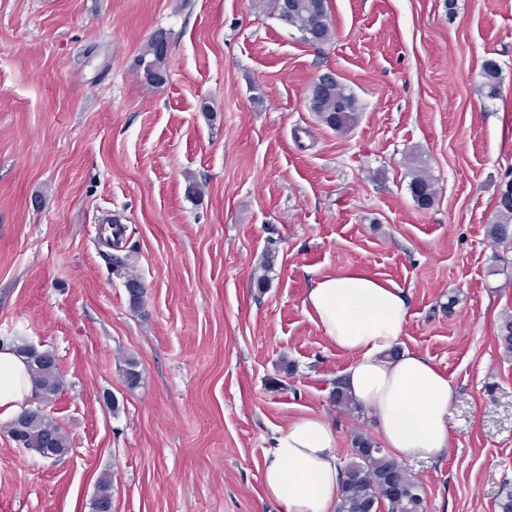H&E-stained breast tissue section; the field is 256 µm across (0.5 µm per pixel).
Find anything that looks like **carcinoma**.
<instances>
[{
	"label": "carcinoma",
	"mask_w": 512,
	"mask_h": 512,
	"mask_svg": "<svg viewBox=\"0 0 512 512\" xmlns=\"http://www.w3.org/2000/svg\"><path fill=\"white\" fill-rule=\"evenodd\" d=\"M293 28L306 39L309 22L313 15L321 18L323 43L333 36V22L328 0H294ZM137 73L145 82L160 85L167 80L168 54L156 47L155 38H150L142 48L136 60ZM482 82L480 91L489 101L502 95L500 66L494 59L482 64ZM347 98L348 108H343L341 98ZM309 111L322 125L333 131L341 132L358 119L359 104L354 91L347 85L335 84L330 91L311 93ZM409 190L414 202L427 209L433 205L437 195L436 182L426 168L418 163L409 171ZM509 195L499 194L494 206V219L488 225V237L492 244L512 245V180L507 182ZM278 251L269 247L263 258V274L257 280V286H266V272L277 261ZM125 286L132 307L140 309L145 305L146 288L134 271L127 272ZM499 341L503 352L512 355V314H505L499 323ZM15 351L26 358L32 384V399L28 409L24 410L8 427L11 440H21L24 448H38L42 457L57 459L70 451L67 434L47 413L48 404L61 392L64 382L60 375L57 358L50 350H37L22 341L14 345ZM123 371L128 388L138 387L142 373L138 370V361L125 360ZM332 400L341 410L357 408L342 378L333 383ZM342 483L338 491L337 512H424L425 489L408 470L388 452L378 446L363 433L352 437V453L341 467ZM112 479L102 476L96 491L90 499V512H101L102 507L112 504Z\"/></svg>",
	"instance_id": "obj_1"
}]
</instances>
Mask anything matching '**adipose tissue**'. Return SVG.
<instances>
[{"label": "adipose tissue", "instance_id": "obj_1", "mask_svg": "<svg viewBox=\"0 0 512 512\" xmlns=\"http://www.w3.org/2000/svg\"><path fill=\"white\" fill-rule=\"evenodd\" d=\"M304 306L338 351L351 354L343 371L357 403L376 420L385 448L397 459L439 457L451 444V378L429 358L400 349L408 319L406 297L392 282L356 270L318 278ZM31 382L23 356L0 348V423L29 405ZM341 462L333 423L304 416L281 428L267 451L262 481L279 512H336Z\"/></svg>", "mask_w": 512, "mask_h": 512}]
</instances>
